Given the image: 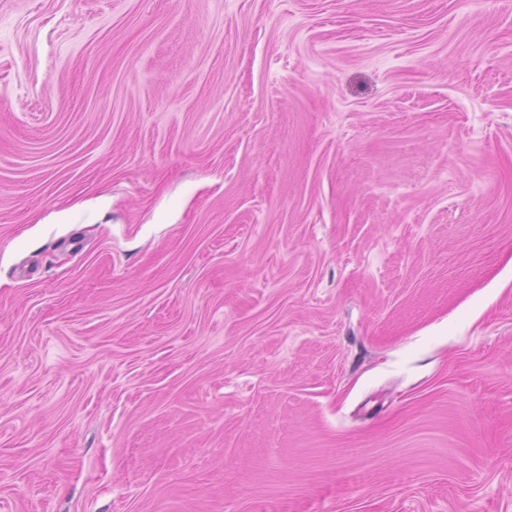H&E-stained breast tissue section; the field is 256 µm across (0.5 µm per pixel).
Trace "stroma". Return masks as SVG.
<instances>
[{"mask_svg":"<svg viewBox=\"0 0 512 512\" xmlns=\"http://www.w3.org/2000/svg\"><path fill=\"white\" fill-rule=\"evenodd\" d=\"M0 512H512V0H0Z\"/></svg>","mask_w":512,"mask_h":512,"instance_id":"35a3bbf8","label":"stroma"}]
</instances>
